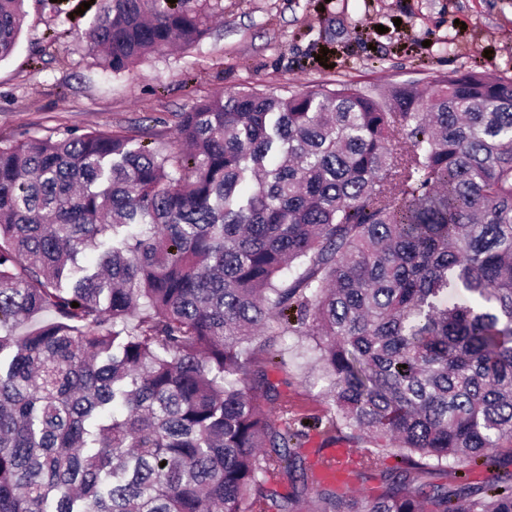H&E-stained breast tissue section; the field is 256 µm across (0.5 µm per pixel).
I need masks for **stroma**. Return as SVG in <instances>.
Returning a JSON list of instances; mask_svg holds the SVG:
<instances>
[{"label":"stroma","mask_w":512,"mask_h":512,"mask_svg":"<svg viewBox=\"0 0 512 512\" xmlns=\"http://www.w3.org/2000/svg\"><path fill=\"white\" fill-rule=\"evenodd\" d=\"M47 24L38 0L13 55L0 62V137L52 138L90 131L141 136L149 148H179L180 113L218 92L286 95L342 80L372 93L404 84L429 92L448 73L475 68L512 76V0H198L209 34L185 50L153 55L121 80L93 66L85 34L97 6L61 0ZM328 51V66L317 60ZM278 403L308 432L307 465L326 448L329 402L304 339L278 344Z\"/></svg>","instance_id":"35a3bbf8"}]
</instances>
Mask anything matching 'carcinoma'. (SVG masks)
<instances>
[{
  "label": "carcinoma",
  "mask_w": 512,
  "mask_h": 512,
  "mask_svg": "<svg viewBox=\"0 0 512 512\" xmlns=\"http://www.w3.org/2000/svg\"><path fill=\"white\" fill-rule=\"evenodd\" d=\"M191 2L101 0L94 65L193 46ZM178 137L0 141V512H512V78L218 93ZM285 336L374 491L315 481L260 409Z\"/></svg>",
  "instance_id": "carcinoma-1"
}]
</instances>
